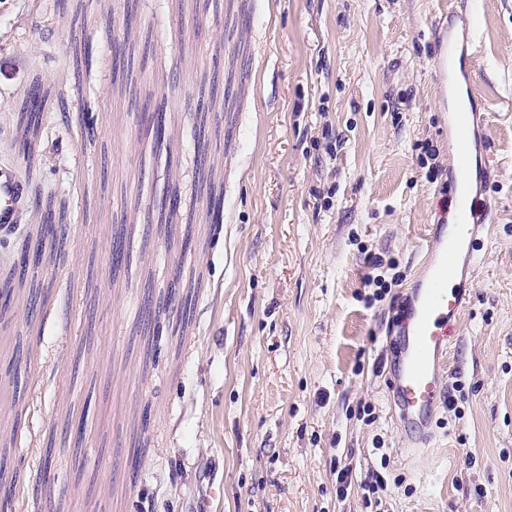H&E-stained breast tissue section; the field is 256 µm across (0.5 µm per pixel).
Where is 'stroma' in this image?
<instances>
[{"label":"stroma","instance_id":"obj_1","mask_svg":"<svg viewBox=\"0 0 512 512\" xmlns=\"http://www.w3.org/2000/svg\"><path fill=\"white\" fill-rule=\"evenodd\" d=\"M448 2L0 0V161L27 192L69 201L66 243L39 271L46 303L17 282L0 315V452L26 476L55 448L24 512H366L361 492L336 495L348 463L386 481L383 512H512V0H464L493 222L443 379L464 414L440 403L427 447L396 426L381 352L431 226L452 221L418 149L454 162L435 69L462 26ZM37 83L52 121L29 163L18 114ZM206 177L224 195L218 228ZM20 215L0 234V284L37 237L40 212ZM120 227L133 254L116 279ZM371 254L399 276L379 301ZM178 266L196 281L186 324L167 288ZM19 341L30 362L15 379Z\"/></svg>","mask_w":512,"mask_h":512}]
</instances>
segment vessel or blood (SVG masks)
Masks as SVG:
<instances>
[{
    "label": "vessel or blood",
    "mask_w": 512,
    "mask_h": 512,
    "mask_svg": "<svg viewBox=\"0 0 512 512\" xmlns=\"http://www.w3.org/2000/svg\"><path fill=\"white\" fill-rule=\"evenodd\" d=\"M436 65L448 79V101L453 106L449 129L456 163L448 191L459 221L435 225L423 268L408 290L407 309L395 339L388 390L396 425L415 448L429 437L433 414L441 402L448 354L469 303L466 281L473 269L478 230L492 221L490 210H478L471 203L474 178L488 171L490 159L477 137L481 108L471 88L467 53L456 35H449ZM24 200V186L15 167L0 165L1 228L17 223Z\"/></svg>",
    "instance_id": "b4317fda"
}]
</instances>
